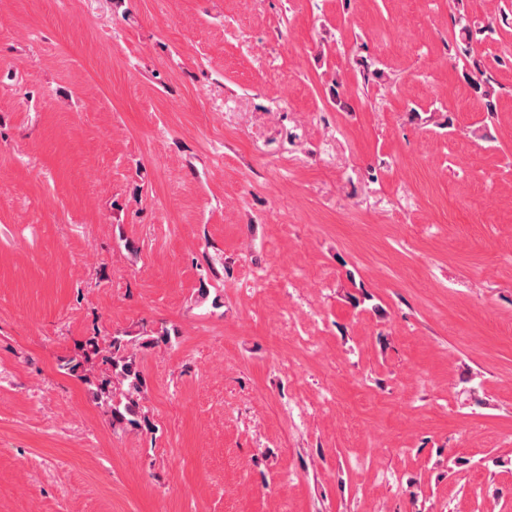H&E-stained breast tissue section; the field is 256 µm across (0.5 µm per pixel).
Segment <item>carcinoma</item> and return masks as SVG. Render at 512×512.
Segmentation results:
<instances>
[{
  "instance_id": "1",
  "label": "carcinoma",
  "mask_w": 512,
  "mask_h": 512,
  "mask_svg": "<svg viewBox=\"0 0 512 512\" xmlns=\"http://www.w3.org/2000/svg\"><path fill=\"white\" fill-rule=\"evenodd\" d=\"M496 23L495 17L477 28L461 22L458 36L467 43L478 36L487 38L495 33ZM469 81L486 112L494 114L496 90L491 79L477 66ZM169 341L166 328L139 336L117 332L105 344L94 334L77 343L72 355L61 358L60 368L89 387L92 398L109 416L112 428L150 430L152 422L143 406L147 381L139 353Z\"/></svg>"
}]
</instances>
